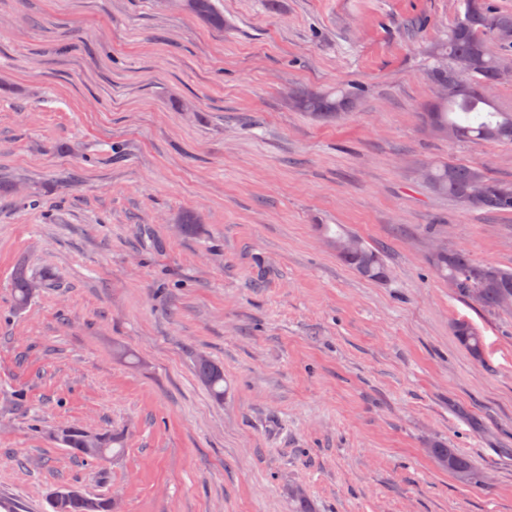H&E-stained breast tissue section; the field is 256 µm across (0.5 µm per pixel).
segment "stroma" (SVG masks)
<instances>
[{"label":"stroma","mask_w":512,"mask_h":512,"mask_svg":"<svg viewBox=\"0 0 512 512\" xmlns=\"http://www.w3.org/2000/svg\"><path fill=\"white\" fill-rule=\"evenodd\" d=\"M214 2L220 28L160 0H0V499L42 512L75 485L120 512H294L298 488L312 512H512V311L429 265L441 241L512 269V214L416 172L512 181V144L421 119L462 0ZM341 85L358 100L335 121L288 106ZM321 224L378 249L386 278ZM21 262L45 285L17 312ZM65 425L124 431L125 453L83 460L48 441ZM435 442L487 482L439 468ZM421 176L432 193L451 197L468 210L512 213V182L492 179L478 165L427 164ZM476 189L479 197L468 200ZM319 226L326 243L344 264L366 279L379 281L385 278L386 266L379 250L368 247L363 240L350 233L331 236L327 224ZM453 334L472 357L482 359L484 352L482 336H479L467 322L456 321L453 324ZM195 371L198 380L216 398H224V369L222 366L207 356L196 355Z\"/></svg>","instance_id":"obj_1"}]
</instances>
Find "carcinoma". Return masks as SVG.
I'll return each mask as SVG.
<instances>
[{
    "label": "carcinoma",
    "mask_w": 512,
    "mask_h": 512,
    "mask_svg": "<svg viewBox=\"0 0 512 512\" xmlns=\"http://www.w3.org/2000/svg\"><path fill=\"white\" fill-rule=\"evenodd\" d=\"M466 4L464 17L457 20L448 39L432 47L436 66L430 77L440 96L426 113V119L435 134L456 141L512 143V112L493 110L485 93L501 74L491 45L499 41L496 31H512V15L498 11L489 0H466ZM179 8L214 27H224V15L213 0H179ZM354 100V94L345 88L329 92L300 89L291 94L292 106L297 111L314 116L338 115L349 109ZM421 176L432 193L451 197L471 211L512 213V182L492 179L478 165L428 164L422 168ZM476 189L480 190L479 197L469 200L468 195ZM321 231L344 264L366 279L385 278L386 266L379 250L350 233L331 236L326 224L321 225ZM431 265L457 297L489 313L505 310L503 298L512 297V270L477 261L464 249L434 253ZM40 287L41 283L29 276L24 267H18L12 279L15 309H25ZM453 334L472 357L482 359L483 339L467 322H455ZM195 371L198 380L215 397H224L222 366L207 356L197 355ZM53 442L95 462L116 458L124 448L121 435L91 432L77 426L64 427ZM431 454L440 466L464 483L482 484L483 472L455 449L435 443ZM46 503V512H113L111 497L88 496L80 491L64 501L48 497Z\"/></svg>",
    "instance_id": "carcinoma-1"
}]
</instances>
